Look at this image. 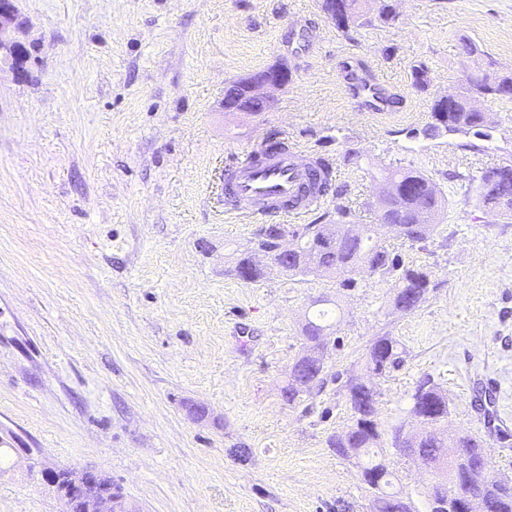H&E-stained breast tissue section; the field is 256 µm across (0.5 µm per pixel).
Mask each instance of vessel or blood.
I'll list each match as a JSON object with an SVG mask.
<instances>
[{
	"mask_svg": "<svg viewBox=\"0 0 512 512\" xmlns=\"http://www.w3.org/2000/svg\"><path fill=\"white\" fill-rule=\"evenodd\" d=\"M344 81L362 107L372 112L388 109V94L373 73L349 69ZM317 159V154L293 144L277 153L262 147L247 151L224 170L236 212L259 220L283 206L291 217L306 215L322 201L307 191Z\"/></svg>",
	"mask_w": 512,
	"mask_h": 512,
	"instance_id": "1",
	"label": "vessel or blood"
}]
</instances>
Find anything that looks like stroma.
I'll return each instance as SVG.
<instances>
[{
  "instance_id": "1",
  "label": "stroma",
  "mask_w": 512,
  "mask_h": 512,
  "mask_svg": "<svg viewBox=\"0 0 512 512\" xmlns=\"http://www.w3.org/2000/svg\"><path fill=\"white\" fill-rule=\"evenodd\" d=\"M18 6L34 51L26 80L0 71V512H61L40 474L55 466L104 472L139 512H370L359 468L327 440L349 423L344 379L385 335L403 362L379 381L382 429L414 425L431 377L449 430L485 439L512 481V218L488 214L471 180L512 164V100L477 101L485 136L423 135L434 98L486 60L512 76V0H397L395 23L346 33L319 0ZM278 61L292 78L273 111H225L229 84ZM354 62L398 95L393 111L349 97ZM273 134L335 167L309 224L335 223L340 206L375 223L384 171L436 183L447 207L429 238L380 231L430 272L419 308L393 311L390 282L358 271L348 290L272 265L255 284L231 275L259 225L227 212L224 169ZM323 295L338 302L329 379L291 407L280 390ZM382 447L428 512L431 475Z\"/></svg>"
}]
</instances>
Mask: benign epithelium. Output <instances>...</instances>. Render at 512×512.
Segmentation results:
<instances>
[{
  "mask_svg": "<svg viewBox=\"0 0 512 512\" xmlns=\"http://www.w3.org/2000/svg\"><path fill=\"white\" fill-rule=\"evenodd\" d=\"M28 21L18 8V0H0V64H6L15 73L25 72V60L19 51L25 46L20 35ZM288 71L276 66L266 70L265 76L250 85V94L258 99H271L262 90H279L287 86ZM41 474L57 493L64 505L63 512H138L126 496L117 491L112 480L94 469L77 470L67 466L45 468ZM456 503L458 512H481V498L460 492Z\"/></svg>",
  "mask_w": 512,
  "mask_h": 512,
  "instance_id": "benign-epithelium-1",
  "label": "benign epithelium"
}]
</instances>
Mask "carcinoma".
Listing matches in <instances>:
<instances>
[{"label":"carcinoma","mask_w":512,"mask_h":512,"mask_svg":"<svg viewBox=\"0 0 512 512\" xmlns=\"http://www.w3.org/2000/svg\"><path fill=\"white\" fill-rule=\"evenodd\" d=\"M366 2L336 0V11L347 21V25H338L336 29L346 33L375 19L385 24L396 21L391 0H376L378 8L374 19L369 16ZM476 95L511 100L512 89L503 94L500 88L487 83L485 75L470 77L454 102L434 99L433 123L426 135H483L486 122L470 109V102ZM495 171L496 168L491 167L478 177L480 198L495 215L512 216V177L494 183L491 174ZM386 179L394 192L375 202V224H363L355 230L345 221L350 212L339 206L337 213L342 221L336 224H283L255 237L252 245L273 253L277 250L278 238L285 232L291 233L298 239L299 252L279 259L280 268L288 275L334 277L340 279V286L349 288L355 286L349 274L360 268L392 281L394 309L403 314L411 313L420 307L432 288L430 272L401 261L378 240V229L390 226L407 242L424 241L436 230L445 199L434 182L420 171L398 170L387 174ZM231 272L246 283H258L265 278V271L257 267L251 249L237 256ZM301 335L304 353L292 364L289 380L282 388V397L290 406L301 404L305 397L321 390L327 382L325 356L331 342L332 325L309 318L302 326ZM398 346L392 336L377 337L365 354V371L380 379L398 366L401 362ZM344 390L351 412L350 424L346 430L329 437L328 447L338 457L357 460L362 481L371 496V512H413L411 503L401 493L391 490L393 472L379 456L383 439L378 421L380 392L377 384L351 374ZM412 413L416 429L406 431L400 426L392 433V440L406 433L402 447L434 472L435 481L427 487L426 496L448 494L460 477L481 491L486 512H512V484L488 473L486 445L480 436L461 433L448 437V396L428 378L416 386Z\"/></svg>","instance_id":"obj_1"}]
</instances>
